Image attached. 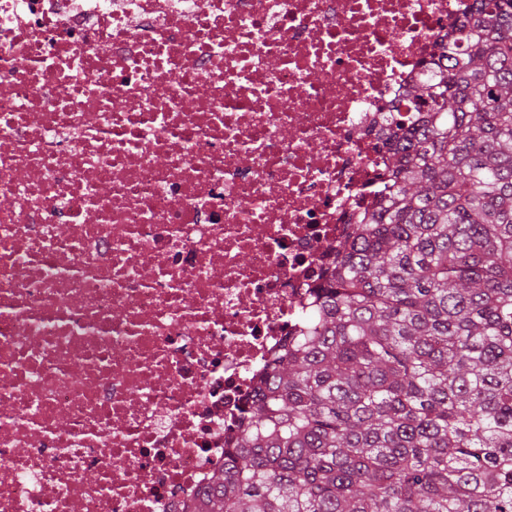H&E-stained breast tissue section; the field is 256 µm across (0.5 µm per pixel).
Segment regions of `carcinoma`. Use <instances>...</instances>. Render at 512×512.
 I'll return each mask as SVG.
<instances>
[{
	"instance_id": "obj_1",
	"label": "carcinoma",
	"mask_w": 512,
	"mask_h": 512,
	"mask_svg": "<svg viewBox=\"0 0 512 512\" xmlns=\"http://www.w3.org/2000/svg\"><path fill=\"white\" fill-rule=\"evenodd\" d=\"M469 12L189 512H512V0Z\"/></svg>"
}]
</instances>
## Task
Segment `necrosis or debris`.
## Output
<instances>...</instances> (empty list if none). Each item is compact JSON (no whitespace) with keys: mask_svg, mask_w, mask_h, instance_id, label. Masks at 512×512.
I'll list each match as a JSON object with an SVG mask.
<instances>
[{"mask_svg":"<svg viewBox=\"0 0 512 512\" xmlns=\"http://www.w3.org/2000/svg\"><path fill=\"white\" fill-rule=\"evenodd\" d=\"M462 19L0 0V512H188Z\"/></svg>","mask_w":512,"mask_h":512,"instance_id":"1","label":"necrosis or debris"}]
</instances>
